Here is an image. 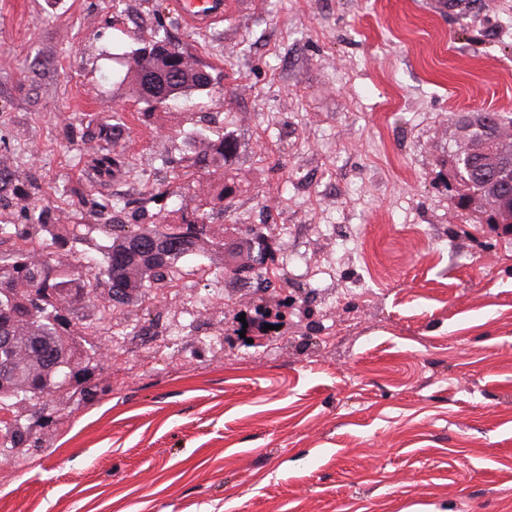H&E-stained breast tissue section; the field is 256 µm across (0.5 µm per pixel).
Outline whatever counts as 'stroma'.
<instances>
[{"label":"stroma","instance_id":"stroma-1","mask_svg":"<svg viewBox=\"0 0 512 512\" xmlns=\"http://www.w3.org/2000/svg\"><path fill=\"white\" fill-rule=\"evenodd\" d=\"M169 2L0 0V224L32 182L48 223H94L78 115L125 117L113 196L166 183L167 214L216 182L174 176L172 119L142 121L101 56L145 46ZM175 36L214 77L184 111L236 144L226 256L250 264L271 225V282L190 257L138 310H80L91 369L0 447V512H512V224L448 186L460 117L512 138V0H231ZM259 301L283 325L250 344L229 324Z\"/></svg>","mask_w":512,"mask_h":512}]
</instances>
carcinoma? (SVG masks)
Masks as SVG:
<instances>
[{
  "label": "carcinoma",
  "mask_w": 512,
  "mask_h": 512,
  "mask_svg": "<svg viewBox=\"0 0 512 512\" xmlns=\"http://www.w3.org/2000/svg\"><path fill=\"white\" fill-rule=\"evenodd\" d=\"M112 128V143H118L126 130L124 117L112 113V125L88 123L86 135L102 138ZM175 133L183 137L185 153L169 163L190 171L224 167L226 156L235 149L234 142L224 136L210 149L198 153L193 142L205 136V129L184 131L182 123L174 124ZM235 188L220 182L211 186L209 200L185 205L175 211V218L160 215L149 224H127L121 212L107 213L101 205L104 222L95 230L109 240L96 245L100 257L94 266L66 263L57 258L59 252H78L77 246L89 242L81 224H47L37 207L21 208L23 222L0 224V320L15 326L19 336L16 345L0 347V380L13 389L14 404L31 400L45 391L43 378H51L52 387L70 386L60 375L59 364H67L68 374L79 381L82 373L75 370L77 335L72 315L93 305L102 315L116 309L135 308L142 302L145 289L170 282L185 258L196 255L213 238L215 230L204 205L224 208V199ZM159 187L146 190L138 202L123 205L131 214L147 211ZM32 437V425L17 416L10 422L0 421V447H17Z\"/></svg>",
  "instance_id": "1"
}]
</instances>
